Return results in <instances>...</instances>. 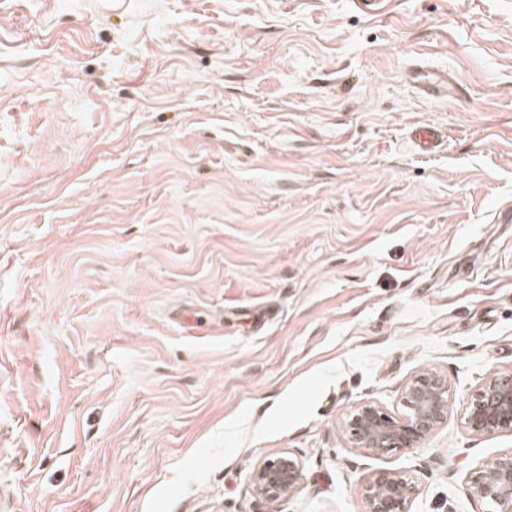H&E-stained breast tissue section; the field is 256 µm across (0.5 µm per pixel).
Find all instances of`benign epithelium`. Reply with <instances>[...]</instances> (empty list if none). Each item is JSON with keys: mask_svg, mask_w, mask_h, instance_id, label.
<instances>
[{"mask_svg": "<svg viewBox=\"0 0 512 512\" xmlns=\"http://www.w3.org/2000/svg\"><path fill=\"white\" fill-rule=\"evenodd\" d=\"M405 413L395 415L374 404L347 414L344 429L359 448L378 453L413 448L424 442L448 418V382L434 371L415 374L405 386ZM465 425L475 435L512 431V372H497L470 398ZM302 464L289 452L272 455L250 476L254 496L276 502L299 488ZM467 492L490 506V512H512V452L468 473ZM361 512H410L415 485L393 471H378L361 486Z\"/></svg>", "mask_w": 512, "mask_h": 512, "instance_id": "benign-epithelium-1", "label": "benign epithelium"}]
</instances>
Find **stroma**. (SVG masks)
Returning a JSON list of instances; mask_svg holds the SVG:
<instances>
[{
  "mask_svg": "<svg viewBox=\"0 0 512 512\" xmlns=\"http://www.w3.org/2000/svg\"><path fill=\"white\" fill-rule=\"evenodd\" d=\"M511 208L512 0H0V512H488ZM423 370L447 421L355 447ZM413 144L423 154L431 153L438 149L442 140V132L429 125H416L411 129ZM465 425L475 435L512 431V372H497L470 398ZM302 470L296 456L280 452L257 465L250 476V487L257 498L276 502L299 488ZM361 512H410L415 485L393 471H378L361 486Z\"/></svg>",
  "mask_w": 512,
  "mask_h": 512,
  "instance_id": "1",
  "label": "stroma"
}]
</instances>
